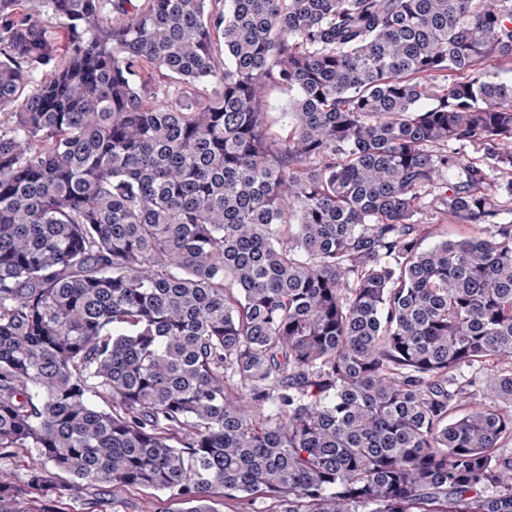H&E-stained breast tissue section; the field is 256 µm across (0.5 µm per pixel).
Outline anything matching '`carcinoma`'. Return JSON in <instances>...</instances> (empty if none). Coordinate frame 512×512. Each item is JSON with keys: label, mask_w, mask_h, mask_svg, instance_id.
<instances>
[{"label": "carcinoma", "mask_w": 512, "mask_h": 512, "mask_svg": "<svg viewBox=\"0 0 512 512\" xmlns=\"http://www.w3.org/2000/svg\"><path fill=\"white\" fill-rule=\"evenodd\" d=\"M511 64L512 0H0V457L512 512ZM438 224H440V226H438L434 234L422 238V248L430 247L440 239L448 238V240H458L469 235V230L466 225L455 224L454 221L448 217L443 218Z\"/></svg>", "instance_id": "carcinoma-1"}]
</instances>
